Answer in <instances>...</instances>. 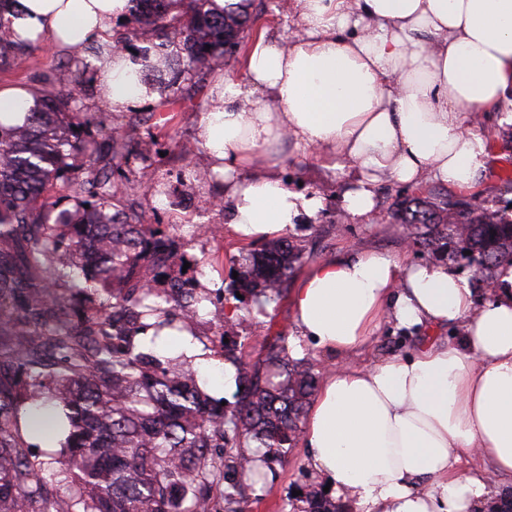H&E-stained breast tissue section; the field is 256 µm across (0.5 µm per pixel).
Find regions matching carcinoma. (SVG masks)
<instances>
[{
	"label": "carcinoma",
	"mask_w": 512,
	"mask_h": 512,
	"mask_svg": "<svg viewBox=\"0 0 512 512\" xmlns=\"http://www.w3.org/2000/svg\"><path fill=\"white\" fill-rule=\"evenodd\" d=\"M254 3L130 0L133 27L116 45L152 41L140 61L167 107L180 100L186 74L241 47L257 18ZM33 50L0 14V73L18 69ZM153 52L168 71L151 62ZM80 79V69L57 64L39 89L38 111L0 124V332L8 336L0 366L17 371L14 385L0 386V512H246L256 486L295 447L320 372L289 355L284 330L268 326L253 360L246 337L219 332L210 343L236 366L240 386L225 404L201 388L193 367L141 344L142 331L171 325L177 310L192 321L209 291L182 273L188 254L178 225L113 209L118 193H138L114 180L128 163L129 135H109L73 162L92 123L73 96ZM63 200L73 209L49 223ZM387 214L422 250L449 247L453 261L478 254L487 284L498 285L500 270L512 266V211L478 193L420 187ZM307 257L305 241L292 234L250 251L236 286L238 320L280 304ZM77 296L90 305L74 309ZM63 420L48 474L25 434L53 439ZM303 501V512H349L320 491ZM492 502L490 512H512V488Z\"/></svg>",
	"instance_id": "carcinoma-1"
}]
</instances>
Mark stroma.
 Returning <instances> with one entry per match:
<instances>
[{"instance_id": "35a3bbf8", "label": "stroma", "mask_w": 512, "mask_h": 512, "mask_svg": "<svg viewBox=\"0 0 512 512\" xmlns=\"http://www.w3.org/2000/svg\"><path fill=\"white\" fill-rule=\"evenodd\" d=\"M288 0H258V18L254 33L265 34L277 41L288 40L293 31L288 13ZM70 53L52 51L48 45H37L32 57L19 74H0V84L19 83L41 87L44 75L53 64L64 63ZM93 72H86L73 93L93 121L109 131L130 129L135 150L148 154V161L130 159L124 171L136 180L142 173L167 183L170 195L163 200L154 196H139L138 204L152 224H197L199 233L188 238L190 257H208L213 281L234 286V273L242 271L244 261L239 250L233 249L230 233L216 237L207 227L222 224L226 213L219 209V194L207 175L205 154L197 139L200 117L192 101L185 100L164 107L157 102H144L111 111L97 100ZM166 145V154H159V145ZM291 190L314 192L323 199V207L313 217L303 218L295 227V236L314 237V258L338 255L352 246L364 243L393 256H406L413 261L426 259L427 254L407 238L401 225L388 221L378 224H356L342 209V196L350 180L346 170L326 168L319 159L291 161L281 170ZM423 329L401 327L391 321L382 322L366 347L350 359L352 365L367 367L381 357L405 355L416 350ZM324 488V481L310 471L302 448H293L286 463L276 466L275 475L265 487V500L257 512H299V493L308 487Z\"/></svg>"}]
</instances>
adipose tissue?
I'll return each mask as SVG.
<instances>
[{
    "label": "adipose tissue",
    "instance_id": "ef3b65f1",
    "mask_svg": "<svg viewBox=\"0 0 512 512\" xmlns=\"http://www.w3.org/2000/svg\"><path fill=\"white\" fill-rule=\"evenodd\" d=\"M128 0H8L12 29L61 51L105 55L99 97L119 110L156 101L134 54L109 24ZM289 45L255 37L244 80L212 75L198 138L244 242L267 241L322 207L279 175L281 144L354 172L343 208L376 223L378 188L433 180L476 186L491 160L484 121L512 92V0H288ZM475 304L446 265L358 248L307 268L291 291L304 345L345 359L379 324L461 326L453 342H422L368 367L328 370L301 435L308 467L361 512H482L488 485L512 473V272ZM487 464L458 474L461 450Z\"/></svg>",
    "mask_w": 512,
    "mask_h": 512
}]
</instances>
